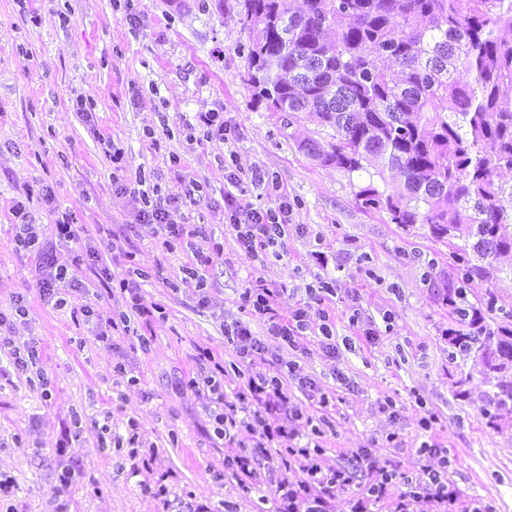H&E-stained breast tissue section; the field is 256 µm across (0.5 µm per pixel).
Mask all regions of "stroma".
Returning a JSON list of instances; mask_svg holds the SVG:
<instances>
[{
	"mask_svg": "<svg viewBox=\"0 0 512 512\" xmlns=\"http://www.w3.org/2000/svg\"><path fill=\"white\" fill-rule=\"evenodd\" d=\"M198 0H0V337L36 345L37 369L47 386L24 375L0 378V476L13 493L0 512H166V501L193 499L211 512L232 502L235 512H275L281 476L303 480L299 467L282 471L285 441L273 442L270 460L243 492L224 467L226 449L213 436L215 410L206 393L186 390L190 377L220 367L233 378L236 356L224 335L239 321L263 341L267 360H296L302 375L336 396L312 412L324 431V463L346 464L352 450L382 448L385 457L415 474L433 466L418 454L434 439L448 450V480L461 512L471 505L512 512V410L487 419L480 413L494 381L473 357L448 356L446 335L455 327L445 296L456 277L445 242L422 226L405 228L386 215L365 212L355 194L368 174L324 167L299 150L302 139H332L331 128L305 113L282 119L256 107L243 82L245 59L236 0L223 11H200ZM91 108V116L79 105ZM202 112L220 113L229 139L186 125ZM237 170L244 198L274 206L287 194L296 225L278 256L241 253L224 224V171ZM262 169L276 189L253 186ZM124 190H116L113 178ZM161 194L196 187L184 210L196 236L168 250L164 235L135 225L130 191L139 182ZM73 226L58 238V220ZM33 225L52 243L55 265L84 281V303L101 315L128 311L120 279L135 278L146 304L157 305L150 327L132 322L114 332V346L93 344V325L74 321L39 293L40 259L16 247L20 225ZM120 251L107 249L110 234ZM224 246L207 269L214 306L199 307L184 279L197 257ZM101 251L112 279L102 285L82 264L87 250ZM279 290V312L307 307L312 328L305 351L272 336L264 317L241 307L239 296L256 279ZM335 293L317 303L307 288L318 280ZM24 296L30 313L12 318L11 300ZM332 311L338 352L325 357L313 334L320 308ZM360 312L362 326L350 324ZM382 329L377 345L362 327ZM212 360L200 365L198 355ZM124 361L138 384L115 376ZM466 379L467 399L457 395ZM423 397L437 417L432 433L418 426ZM392 398L399 416L378 403ZM135 421L133 448L105 440L103 425L125 433ZM398 447H384L388 433ZM65 450H58L60 438ZM71 482H61L64 467ZM165 482L167 500L150 488Z\"/></svg>",
	"mask_w": 512,
	"mask_h": 512,
	"instance_id": "obj_1",
	"label": "stroma"
}]
</instances>
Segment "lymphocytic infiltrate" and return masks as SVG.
<instances>
[{
  "mask_svg": "<svg viewBox=\"0 0 512 512\" xmlns=\"http://www.w3.org/2000/svg\"><path fill=\"white\" fill-rule=\"evenodd\" d=\"M243 194L241 177L233 171L225 172L224 222L234 233L240 250L251 255L260 250L277 249L292 222L293 208L287 195L278 194L275 206L261 208L246 202ZM134 197L139 204L137 223L160 229L166 246L176 247L193 236V229L181 214L182 206L194 198L193 189L161 196L154 188H140L135 190ZM275 297L272 289L259 282L245 289L239 299L242 306L267 318L271 335L281 338L289 347H299L308 329L307 311L297 306L288 318H280L274 307ZM293 384L307 392L316 407L329 406V393L317 390L312 382L298 376L296 364L290 361L277 362L270 370L252 372L231 396L225 394L215 377L188 381L189 387H202L216 405L214 434L217 439L238 445L237 452L224 459L233 474L254 478L270 455L271 442L278 438L287 440L288 459L283 466L287 469L299 466L306 478L297 483L285 477L279 480L275 490L278 512H330L337 492L347 489L362 474L367 480L351 512H369L370 506L383 500L389 486L394 484L402 487L395 512H417V505L425 500L446 508L456 504L458 493L448 482L447 451L431 441L422 442L420 448L436 456L438 465L421 476L401 469L390 459H378L364 448L353 452L348 464L323 466L321 448L317 444L322 430L312 427L308 444L298 445L301 413L287 417L281 414L288 401V389Z\"/></svg>",
  "mask_w": 512,
  "mask_h": 512,
  "instance_id": "obj_1",
  "label": "lymphocytic infiltrate"
}]
</instances>
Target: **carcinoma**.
<instances>
[{"label": "carcinoma", "instance_id": "obj_1", "mask_svg": "<svg viewBox=\"0 0 512 512\" xmlns=\"http://www.w3.org/2000/svg\"><path fill=\"white\" fill-rule=\"evenodd\" d=\"M244 82L268 112H307L334 141L307 155L350 173L396 170L400 184L356 194L390 223L421 224L448 242L459 276L448 307L471 331L448 330L449 357L470 352L499 373L488 405L512 402V329L495 330L492 292L469 303L472 279L497 278L512 255V0H238Z\"/></svg>", "mask_w": 512, "mask_h": 512}]
</instances>
